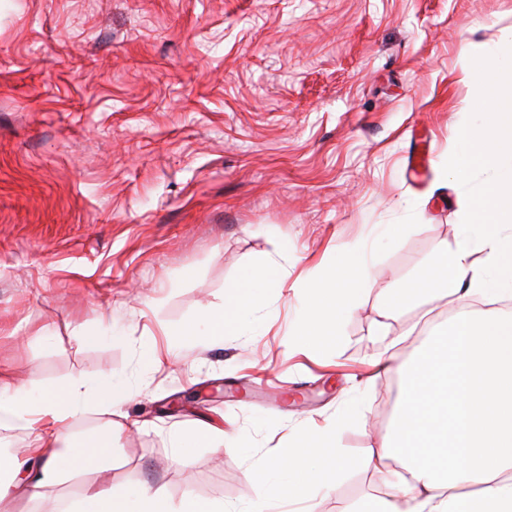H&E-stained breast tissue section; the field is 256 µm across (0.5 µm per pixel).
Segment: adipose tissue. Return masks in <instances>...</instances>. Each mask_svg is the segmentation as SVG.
<instances>
[{"label": "adipose tissue", "instance_id": "adipose-tissue-1", "mask_svg": "<svg viewBox=\"0 0 512 512\" xmlns=\"http://www.w3.org/2000/svg\"><path fill=\"white\" fill-rule=\"evenodd\" d=\"M512 77V34L470 64L467 76L480 93L478 119L451 137L448 173L464 180L477 166L492 172L490 189L472 197L462 213L455 248L405 281L389 297V308L445 295L487 301L512 296V113L492 109L489 77ZM283 279L265 264L248 272L218 307L205 308L172 330L173 343L198 346L223 342L259 308L268 288ZM372 265L364 261L338 271L319 266L298 294L294 326L300 345L335 343L339 323L354 309L361 291L372 288ZM376 371L397 370L400 397L376 451L379 466H394V492L367 496L348 512H512V317L486 310L458 314L440 323L407 362L377 359ZM131 397L116 378H76L54 384H0V424L26 437V457L0 450V499L30 497L77 474L112 467L111 433L76 431L73 418L90 407L114 409ZM352 461L336 447L332 431L308 433L262 469L249 472L260 495L249 512H269L277 496L306 497L332 490ZM55 512H216L206 501L185 496L172 504L164 487L86 490Z\"/></svg>", "mask_w": 512, "mask_h": 512}]
</instances>
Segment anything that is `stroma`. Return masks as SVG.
Wrapping results in <instances>:
<instances>
[{
  "label": "stroma",
  "mask_w": 512,
  "mask_h": 512,
  "mask_svg": "<svg viewBox=\"0 0 512 512\" xmlns=\"http://www.w3.org/2000/svg\"><path fill=\"white\" fill-rule=\"evenodd\" d=\"M508 32L512 0H0V379L125 380L119 414L73 421L111 430L117 489L248 512V472L329 427L355 466L275 512L388 493L371 454L398 377L373 362L409 360L434 326L484 308L390 311L389 291L454 247L487 189L482 168L447 174L449 136L479 99L467 64ZM353 242L378 287L334 352L291 350L293 284ZM269 261L284 280L240 334L173 347L165 329ZM192 425L224 447L181 465L172 433ZM85 482L0 512H52Z\"/></svg>",
  "instance_id": "stroma-1"
}]
</instances>
